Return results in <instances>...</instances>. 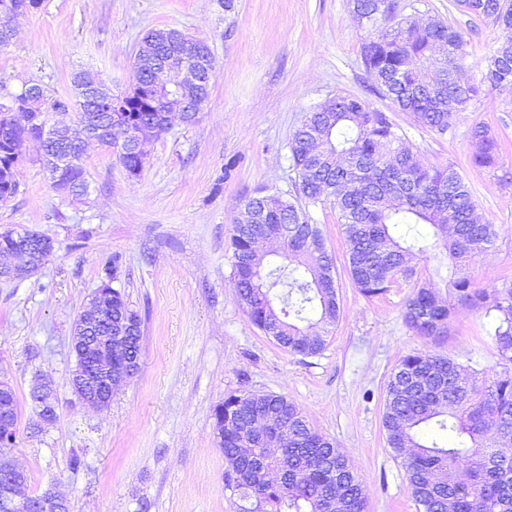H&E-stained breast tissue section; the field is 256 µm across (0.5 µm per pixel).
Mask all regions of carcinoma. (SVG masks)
Returning <instances> with one entry per match:
<instances>
[{
    "instance_id": "cac0c4a2",
    "label": "carcinoma",
    "mask_w": 512,
    "mask_h": 512,
    "mask_svg": "<svg viewBox=\"0 0 512 512\" xmlns=\"http://www.w3.org/2000/svg\"><path fill=\"white\" fill-rule=\"evenodd\" d=\"M41 0H0V14L14 17L37 9ZM466 13L490 21L501 32L488 50L477 84L456 77L455 58L465 54L464 34L442 20L425 25L401 18L385 30L378 23L395 14V0H352L353 12L377 31L363 47L366 71L374 87L416 122L444 134L465 104L485 88L512 86V0H457ZM74 73V98L48 100L39 83L8 94L0 103V201L16 195L23 148L36 142L52 187L79 200L87 194L84 145L62 134L42 139L47 112L79 107L77 125L92 130L97 142L112 148L131 177L145 158L123 152L138 123L163 114L144 107L137 89L128 94L131 112L121 121L97 112L80 96L81 76ZM472 163H496L498 140L488 127L471 128ZM295 174V200L276 195L249 198L245 207L262 213L269 236L288 225V238L275 253L285 267H272L248 224H234L232 266L237 297L251 322L280 346L302 356L318 355L323 337L310 321L333 325L339 315L333 256L309 209L325 202L345 228L349 275L359 292L372 297L416 275L411 261L427 250L404 226L428 224L433 244L446 250L455 278L453 300L432 287L408 297L405 323L420 336L447 332L454 303L480 308L491 317L487 335L501 361L512 364V282L477 289L464 275L470 259L491 246L498 232L475 217L471 192L450 165L427 167L399 126L355 96L338 94L305 114L288 143ZM70 156V187L61 189L51 158ZM101 333L140 360L141 316L121 290L100 312ZM232 418L224 424V484L255 512H365L367 494L336 444L315 430L286 397L244 392L224 398ZM261 417L279 421L293 441L282 450L258 447L253 424ZM383 427L386 444L405 466L408 489L420 512H512V371L471 380L449 356L409 353L392 370L385 390Z\"/></svg>"
}]
</instances>
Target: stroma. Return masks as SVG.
I'll return each instance as SVG.
<instances>
[{
	"mask_svg": "<svg viewBox=\"0 0 512 512\" xmlns=\"http://www.w3.org/2000/svg\"><path fill=\"white\" fill-rule=\"evenodd\" d=\"M397 5L398 15L436 17L461 30L468 44L460 76L479 81L496 27L456 0ZM12 24L16 36L0 48V96L37 82L67 97L78 70L123 94L140 38L157 28L206 42L216 62L197 122L172 117L169 130L147 144L139 176H129L110 148L90 144L82 158L88 195L71 200L52 188L30 142L18 192L0 202V231L24 226L54 242L37 273L0 281V382L18 400L13 456L30 490L54 488L70 512H239L224 486L213 413L227 395L257 392L286 396L335 442L366 488L368 512H416L405 468L386 445L385 384L413 352L502 370L484 311L456 305L447 335H416L404 322V303L417 284L450 293L454 269L443 249L417 256L413 285L364 297L347 272L343 226L324 204L312 216L335 259L339 317L321 354L288 352L238 300L233 221L250 197L293 198V131L315 106L350 94L399 125L424 165H454L479 220L498 230L465 273L475 287L500 285L512 279V89L473 98L445 135L422 128L373 88L362 58L370 29L351 0H42ZM478 123L499 141L496 166L469 160ZM109 275L140 314L144 338L137 374L97 409L68 383L76 361L70 336ZM41 378L53 383L57 418L35 433L30 391ZM76 455L83 463L75 470Z\"/></svg>",
	"mask_w": 512,
	"mask_h": 512,
	"instance_id": "obj_1",
	"label": "stroma"
}]
</instances>
